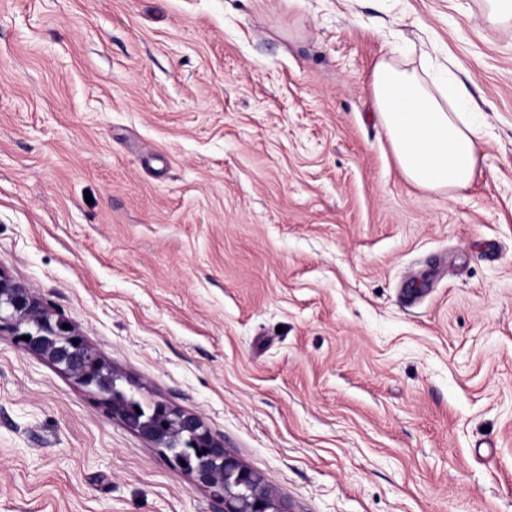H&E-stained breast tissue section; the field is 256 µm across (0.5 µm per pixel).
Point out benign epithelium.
<instances>
[{
    "label": "benign epithelium",
    "instance_id": "obj_1",
    "mask_svg": "<svg viewBox=\"0 0 512 512\" xmlns=\"http://www.w3.org/2000/svg\"><path fill=\"white\" fill-rule=\"evenodd\" d=\"M54 320L42 307L34 288L15 283L0 271V332L10 333L14 344L26 353L41 356L62 367L79 385L98 398L99 404L128 428L172 454L179 467L196 484L224 501V512H282L277 489L244 465L215 440L200 417L170 407L154 406L152 414L137 413L116 391L118 373L96 352L74 325ZM30 340H24V337ZM206 452L187 465L184 439Z\"/></svg>",
    "mask_w": 512,
    "mask_h": 512
}]
</instances>
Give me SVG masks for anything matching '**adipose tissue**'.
Segmentation results:
<instances>
[{
	"label": "adipose tissue",
	"mask_w": 512,
	"mask_h": 512,
	"mask_svg": "<svg viewBox=\"0 0 512 512\" xmlns=\"http://www.w3.org/2000/svg\"><path fill=\"white\" fill-rule=\"evenodd\" d=\"M372 89L404 177L430 191L466 189L482 156L463 91L452 80L432 83L424 71L385 59L373 69Z\"/></svg>",
	"instance_id": "obj_1"
}]
</instances>
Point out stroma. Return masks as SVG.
I'll use <instances>...</instances> for the list:
<instances>
[{
  "label": "stroma",
  "mask_w": 512,
  "mask_h": 512,
  "mask_svg": "<svg viewBox=\"0 0 512 512\" xmlns=\"http://www.w3.org/2000/svg\"><path fill=\"white\" fill-rule=\"evenodd\" d=\"M488 0H0V271L283 512H512V20ZM485 123L401 174L372 71ZM0 512H224L0 334Z\"/></svg>",
  "instance_id": "stroma-1"
}]
</instances>
